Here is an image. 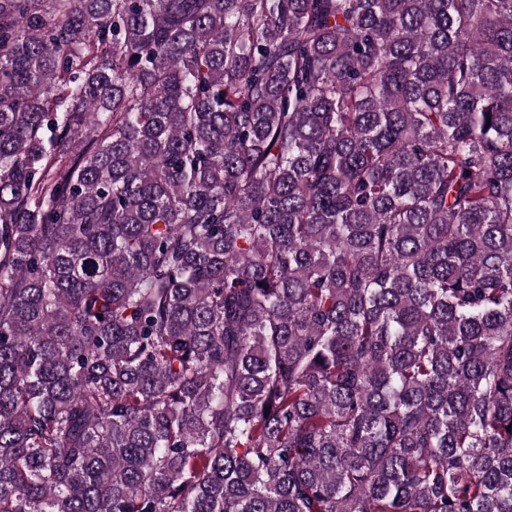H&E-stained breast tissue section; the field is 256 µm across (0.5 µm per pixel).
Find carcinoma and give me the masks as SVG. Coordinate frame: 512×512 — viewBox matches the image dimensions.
Masks as SVG:
<instances>
[{
	"label": "carcinoma",
	"instance_id": "obj_1",
	"mask_svg": "<svg viewBox=\"0 0 512 512\" xmlns=\"http://www.w3.org/2000/svg\"><path fill=\"white\" fill-rule=\"evenodd\" d=\"M512 0H0V512H512Z\"/></svg>",
	"mask_w": 512,
	"mask_h": 512
}]
</instances>
